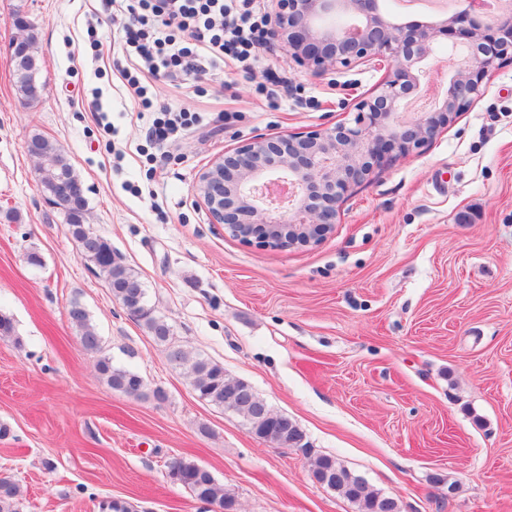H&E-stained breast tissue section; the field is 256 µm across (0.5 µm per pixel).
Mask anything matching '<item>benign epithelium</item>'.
<instances>
[{
	"label": "benign epithelium",
	"mask_w": 512,
	"mask_h": 512,
	"mask_svg": "<svg viewBox=\"0 0 512 512\" xmlns=\"http://www.w3.org/2000/svg\"><path fill=\"white\" fill-rule=\"evenodd\" d=\"M271 35L300 67L328 70L372 65L385 69L376 88L354 104V119L332 129L255 137L200 174L196 191L212 223L244 244L307 246L330 233L345 194L388 159L427 147L441 129L471 109L489 72L512 64V5L458 0L438 25L397 24L381 0H275ZM344 14L346 26L321 20ZM11 55L37 52L22 13L14 18ZM469 54L431 110L403 117L424 88L426 63L438 49Z\"/></svg>",
	"instance_id": "7a95c632"
}]
</instances>
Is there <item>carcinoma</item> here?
<instances>
[{"label":"carcinoma","instance_id":"1","mask_svg":"<svg viewBox=\"0 0 512 512\" xmlns=\"http://www.w3.org/2000/svg\"><path fill=\"white\" fill-rule=\"evenodd\" d=\"M39 70V57L36 55L17 60L13 69L16 92L25 95L32 91L33 74ZM28 142L36 149L38 189L46 202L52 205L66 190L81 183V179L67 154L55 143L39 134L32 135ZM63 215L72 238L79 246L81 257L105 279L123 307L135 311L134 317L143 324L155 342L165 346L167 352L174 353L171 363L185 370L200 399L239 416L251 434L279 448L291 447V443L302 436L300 427L294 421L285 424L282 422L284 416L270 409L264 414L258 413L256 407L261 398L246 383L227 378L223 366L199 355L192 356L173 341L168 324L148 305L146 289L137 273L123 262L109 240L92 231L87 224V210L65 211ZM68 315L83 348L101 352V337L87 309L79 301L73 300ZM96 367L113 389L125 394L132 392L136 397L145 394L143 379L129 369L113 366L110 358L100 357ZM179 467L181 485L196 500L221 506L224 512H237L235 498L212 475L202 471L200 465L181 459ZM312 474L318 483L340 492L354 503L358 512H400L394 498L371 489L362 477L350 472L331 456L316 457ZM22 501L23 493L18 482L1 474L0 512H20Z\"/></svg>","mask_w":512,"mask_h":512}]
</instances>
